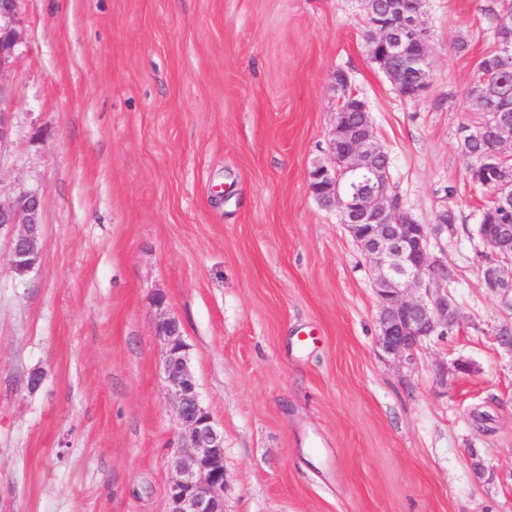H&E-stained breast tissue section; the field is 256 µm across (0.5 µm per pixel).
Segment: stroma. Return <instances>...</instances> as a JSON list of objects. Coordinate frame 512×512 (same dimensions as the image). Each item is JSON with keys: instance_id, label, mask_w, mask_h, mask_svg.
<instances>
[{"instance_id": "obj_1", "label": "stroma", "mask_w": 512, "mask_h": 512, "mask_svg": "<svg viewBox=\"0 0 512 512\" xmlns=\"http://www.w3.org/2000/svg\"><path fill=\"white\" fill-rule=\"evenodd\" d=\"M502 9L424 0L412 101L365 0H19L0 194L40 193L42 260L14 273L0 232V512H167L161 317L224 434V512H512V357L463 151ZM346 90L405 209L456 217L433 250L461 323L413 364L380 357L374 267L309 189Z\"/></svg>"}]
</instances>
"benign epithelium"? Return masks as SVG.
I'll return each mask as SVG.
<instances>
[{
    "mask_svg": "<svg viewBox=\"0 0 512 512\" xmlns=\"http://www.w3.org/2000/svg\"><path fill=\"white\" fill-rule=\"evenodd\" d=\"M18 0H0V73L9 64L20 35L14 26ZM421 0H401L394 5L401 19V31L377 25L370 42H376L384 59L407 72L418 86L408 99L420 100L429 84L428 36L423 27ZM412 35L419 48L405 52L403 36ZM497 53L505 63L512 62V12L504 11L496 28ZM488 75L476 67L470 84L471 98L488 114L479 133L490 139L488 150L479 156L470 172L482 173L487 180L470 178L474 186L492 191L497 206L512 208V123L500 119L496 103L486 93ZM11 91L0 82V144L10 136ZM367 110L356 94L343 96L331 131V159L314 165L309 177L328 185L329 202L340 209L341 223L372 262L373 281L379 309L378 347L394 359H414L422 343L432 336L448 333L459 324L460 311L448 293V264L434 255L432 244L448 230L446 224H421L405 210L390 191L389 167L374 160L386 155L372 126L347 127L343 116L351 104ZM362 173L366 181L352 194L339 190L340 179ZM40 196L36 191L20 190L0 199V230L10 232L9 257L15 273L32 272L42 255L39 221ZM479 237L487 246L482 267L485 287L498 300L502 310L512 313V224L498 225L492 235ZM155 336L162 342L163 380L176 400L180 425L177 451L171 460L175 473L166 488L167 512H224V434L200 401L190 369L188 345L172 318L155 323ZM494 341L512 355V322L501 325Z\"/></svg>",
    "mask_w": 512,
    "mask_h": 512,
    "instance_id": "benign-epithelium-1",
    "label": "benign epithelium"
}]
</instances>
